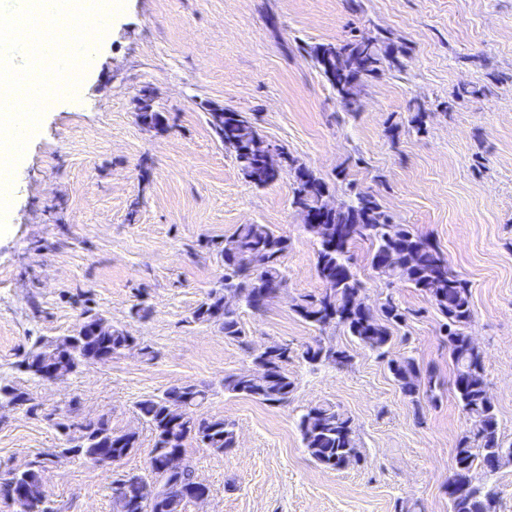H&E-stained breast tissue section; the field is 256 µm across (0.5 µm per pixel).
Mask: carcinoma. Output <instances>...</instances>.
I'll list each match as a JSON object with an SVG mask.
<instances>
[{
    "label": "carcinoma",
    "mask_w": 512,
    "mask_h": 512,
    "mask_svg": "<svg viewBox=\"0 0 512 512\" xmlns=\"http://www.w3.org/2000/svg\"><path fill=\"white\" fill-rule=\"evenodd\" d=\"M315 67L327 73L325 64L336 70V82L331 84L347 111H353L354 100L346 94H357V84L379 74L388 65L399 64L396 55L385 45L382 35L362 36L336 43H321L311 48ZM207 121L224 147L234 153L244 175L255 185H268L278 180L276 175H266L260 163V155L250 150L249 142L257 132L256 126L239 112L231 113L220 124L207 112ZM273 149L288 157L286 174L293 180L291 204L303 219V229L317 245V273L324 288L316 295H308L295 304V313L319 332L327 328L342 327L361 344L377 352L383 358L393 339V330L408 319L407 310L401 308L393 295H386L374 309L366 302L363 283L353 271L350 249L364 242L371 246V266L391 286L396 282L409 284L424 294L443 317L441 335L448 341L449 358L454 368L453 391L462 410L470 421V429L462 434L454 448V468L446 493L450 512H497L498 492L489 484L472 485L469 472L482 469L492 475L501 468V455L505 446L498 435V420L486 389L482 354L474 352L469 344L472 322L471 292L468 283L454 274L448 260L429 240L416 235L407 224H395L383 210L377 198L357 191L346 201V206L326 217L320 224L311 218L320 217L321 190L329 189L327 182L314 171L301 164L279 146ZM288 249V238L275 233L266 224H241L224 238L220 255L224 261V287L210 291L192 313V319L200 323H216L224 337L246 343L239 320L240 308L260 312L276 299L277 291L286 286L287 278L282 267V257ZM266 252L273 260L260 273L250 266V257ZM236 292L240 304L229 307L224 304V294ZM99 315H88L82 328L88 336V346L95 353L120 355L126 347L136 343L127 331L114 328L108 333L97 330ZM53 341L42 339L25 353L18 367L38 376L39 363L49 354ZM299 356L309 364L331 365L338 369L348 364L346 351L319 338L301 348L300 353L279 344L273 358L270 375L261 382H253L244 374L224 377V391L245 395L269 406L288 402L295 390V381L288 376V363ZM404 396L420 405V395L429 400L437 399L440 383L435 375L421 370L412 357H406L395 367H389ZM181 401L187 419L181 423L166 420L165 402ZM208 399V391L199 385L184 384L166 389L162 394L144 399L137 404L141 419L154 436L150 459L151 477L167 487L169 499L180 509L192 501L208 486L197 481L192 463L181 478L174 482L165 475L164 464L168 453L186 454V444L194 440L205 448L236 447L233 427L222 418H198V410ZM63 425L56 424V427ZM64 436H71L69 429L76 428L82 442L79 443V463L90 465L97 457H108L117 463L136 448L135 432L114 433L112 438H98L96 431L110 430L107 415L87 420L75 426H63ZM299 430L303 447L311 459L326 469L336 470L351 456L360 455V448L351 419L332 406L307 408L299 417ZM44 468V461L35 460L22 469H12L16 480L15 490L28 487L31 494L32 512H60L49 503L41 501L37 476ZM144 476L126 474L112 481V498L117 512H160L157 505L145 502L139 495Z\"/></svg>",
    "instance_id": "1"
}]
</instances>
